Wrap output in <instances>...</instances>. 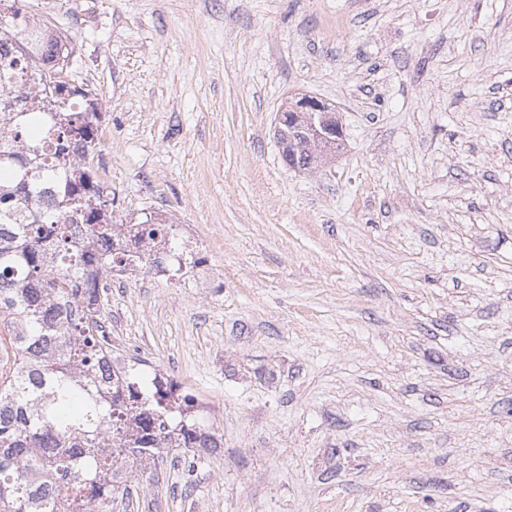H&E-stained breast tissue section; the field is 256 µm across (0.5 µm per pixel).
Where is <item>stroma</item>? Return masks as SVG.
Wrapping results in <instances>:
<instances>
[{"label":"stroma","instance_id":"35a3bbf8","mask_svg":"<svg viewBox=\"0 0 512 512\" xmlns=\"http://www.w3.org/2000/svg\"><path fill=\"white\" fill-rule=\"evenodd\" d=\"M26 9L102 100L113 223L207 243L102 313L223 446L128 472L111 512H512V0ZM300 93L343 126L309 170L274 135Z\"/></svg>","mask_w":512,"mask_h":512}]
</instances>
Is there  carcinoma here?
<instances>
[{"instance_id":"obj_1","label":"carcinoma","mask_w":512,"mask_h":512,"mask_svg":"<svg viewBox=\"0 0 512 512\" xmlns=\"http://www.w3.org/2000/svg\"><path fill=\"white\" fill-rule=\"evenodd\" d=\"M17 2L0 0V512H108L126 462L147 466L206 433L190 396L134 363L99 388L112 355L100 281L114 263L163 261L102 254L118 226L93 168L98 113L67 79L69 51ZM305 126L282 111L275 135ZM340 148L313 143L282 160L314 168ZM134 232L177 246L163 214Z\"/></svg>"}]
</instances>
